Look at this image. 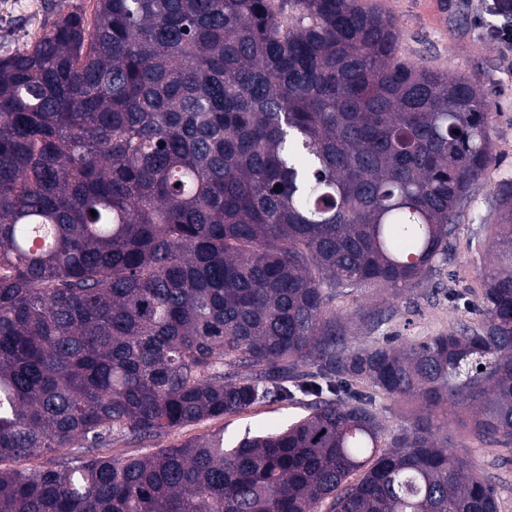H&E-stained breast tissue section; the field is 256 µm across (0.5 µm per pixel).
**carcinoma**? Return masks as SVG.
I'll list each match as a JSON object with an SVG mask.
<instances>
[{"instance_id":"1","label":"carcinoma","mask_w":512,"mask_h":512,"mask_svg":"<svg viewBox=\"0 0 512 512\" xmlns=\"http://www.w3.org/2000/svg\"><path fill=\"white\" fill-rule=\"evenodd\" d=\"M495 123L362 0H96L0 56V512H499L448 415L512 447V180L477 318L357 346L330 309L448 262ZM299 395L233 446L100 453ZM377 407L383 425L388 429H392L405 421L407 415L406 411L409 405L383 398L378 402Z\"/></svg>"}]
</instances>
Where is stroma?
Listing matches in <instances>:
<instances>
[{
    "mask_svg": "<svg viewBox=\"0 0 512 512\" xmlns=\"http://www.w3.org/2000/svg\"><path fill=\"white\" fill-rule=\"evenodd\" d=\"M371 2L396 19L407 59L425 57L448 75L478 78L497 113L493 159L487 177L470 191L456 232L455 254L443 265L435 285H423L397 301L389 298L386 291L370 288L337 297L331 303L336 313L357 314L356 344L419 342L468 319L467 303L482 291L481 269L489 260L485 249L488 224L495 219L492 190L499 181L512 179V51H503L488 36L487 28L494 18L482 12L481 0ZM94 8L95 0H10L9 4H0V56L38 40L56 14L81 11L89 16ZM375 310L384 311L386 320L371 330L360 316ZM305 412L300 403L268 400L240 414L179 428L153 443L115 440L103 451L136 456L218 431L230 443L249 432L287 425ZM448 430L459 444L466 446L477 470L498 483L500 512H512V450L479 442L453 416L448 419Z\"/></svg>",
    "mask_w": 512,
    "mask_h": 512,
    "instance_id": "obj_1",
    "label": "stroma"
}]
</instances>
